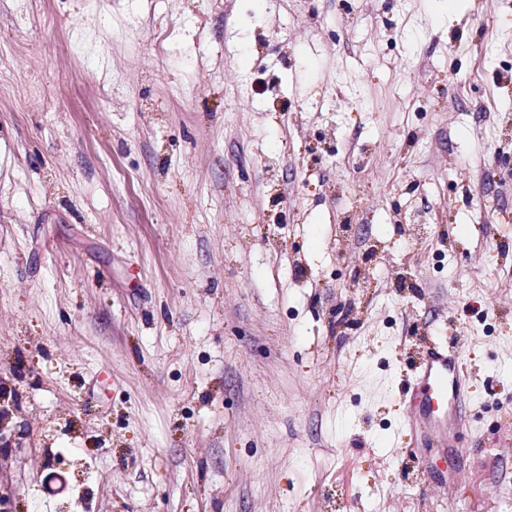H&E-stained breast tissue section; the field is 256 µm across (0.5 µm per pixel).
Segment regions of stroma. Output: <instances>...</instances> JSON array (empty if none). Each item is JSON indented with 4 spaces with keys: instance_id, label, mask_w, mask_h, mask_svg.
<instances>
[{
    "instance_id": "stroma-1",
    "label": "stroma",
    "mask_w": 512,
    "mask_h": 512,
    "mask_svg": "<svg viewBox=\"0 0 512 512\" xmlns=\"http://www.w3.org/2000/svg\"><path fill=\"white\" fill-rule=\"evenodd\" d=\"M508 76L512 0H0V512H512ZM408 371L399 391L400 404L406 409L402 425L410 437L406 457L413 468L447 488L454 476L435 472L432 460L440 454L462 456L470 425L471 376L456 343L434 336L423 337L410 357Z\"/></svg>"
}]
</instances>
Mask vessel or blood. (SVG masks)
<instances>
[{
	"label": "vessel or blood",
	"instance_id": "1",
	"mask_svg": "<svg viewBox=\"0 0 512 512\" xmlns=\"http://www.w3.org/2000/svg\"><path fill=\"white\" fill-rule=\"evenodd\" d=\"M470 392L471 376L456 343L423 337L399 391L406 410L402 425L409 433L406 456L414 468L444 488L454 477L434 471L432 460L440 454L462 455L470 425Z\"/></svg>",
	"mask_w": 512,
	"mask_h": 512
}]
</instances>
